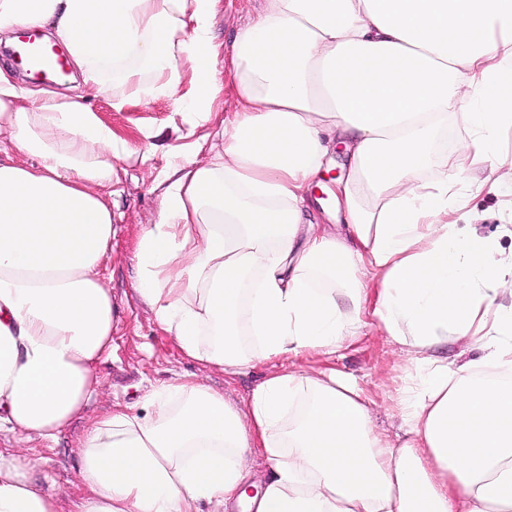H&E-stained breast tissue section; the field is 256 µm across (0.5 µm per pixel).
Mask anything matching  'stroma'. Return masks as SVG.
<instances>
[{
	"mask_svg": "<svg viewBox=\"0 0 512 512\" xmlns=\"http://www.w3.org/2000/svg\"><path fill=\"white\" fill-rule=\"evenodd\" d=\"M88 105L111 128L117 150L148 156L143 163L119 162L113 179L116 233L102 267L116 309L112 351L98 366L101 383L97 393L55 440L47 442L19 430L0 432V448L16 451L30 461L32 476L44 492L56 497L60 512H70L78 489L75 444L87 425L112 405L136 404L152 386L190 373L223 391L227 401L245 411L253 391L280 367L279 362H265L228 377L220 367L205 366L184 356L161 330L153 310L135 291L132 249L140 225L148 223L158 208L161 178L170 156L186 148L183 119L174 100L165 97L147 104L133 100L117 110L108 96L100 95L89 99ZM469 207L477 217L479 232L494 238L503 256L512 255V185H485L472 196ZM357 334L358 341L335 357L304 354L295 357L294 364L307 372L333 368L354 376L370 399L376 431L387 441L397 442L403 438L404 429L396 409V392L413 370L410 356L405 348L390 342L370 318L358 324Z\"/></svg>",
	"mask_w": 512,
	"mask_h": 512,
	"instance_id": "obj_1",
	"label": "stroma"
}]
</instances>
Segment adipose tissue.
<instances>
[{"label":"adipose tissue","instance_id":"ef3b65f1","mask_svg":"<svg viewBox=\"0 0 512 512\" xmlns=\"http://www.w3.org/2000/svg\"><path fill=\"white\" fill-rule=\"evenodd\" d=\"M218 2L0 0V31L52 27L113 106L175 98L189 145L138 233L136 291L190 359L231 377L283 363L245 414L183 375L97 417L75 512H512V263L449 221L462 174L435 151L453 122L473 166H512V0H259L224 62ZM228 79L235 111L210 144L197 131ZM338 153L318 224L310 193ZM116 155L95 112L0 67V427L54 439L99 386ZM365 315L415 365L398 446L353 378L287 365L336 355ZM459 340L477 356L454 367ZM249 451L270 465L253 496ZM0 512H58L1 452Z\"/></svg>","mask_w":512,"mask_h":512}]
</instances>
